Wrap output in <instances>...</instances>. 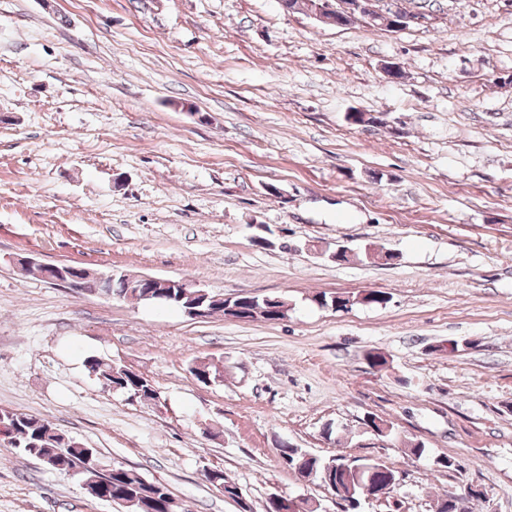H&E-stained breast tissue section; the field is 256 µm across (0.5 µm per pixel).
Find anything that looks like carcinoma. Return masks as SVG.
<instances>
[{
  "label": "carcinoma",
  "instance_id": "carcinoma-1",
  "mask_svg": "<svg viewBox=\"0 0 512 512\" xmlns=\"http://www.w3.org/2000/svg\"><path fill=\"white\" fill-rule=\"evenodd\" d=\"M111 292L123 299L138 300L143 289L134 282H127L122 277L112 281ZM154 293L161 296V302L170 304L182 312L192 308L205 309L208 315L220 313L243 321L255 319L276 320L281 317L282 308L287 301L279 296H269L267 300L257 298V303H250L251 296L238 295L231 300L218 297L213 292L195 296L187 288H156ZM89 372L105 388H120L129 394L138 395V401L149 402L158 398L154 386L144 376L127 370L119 364H112L98 359L87 361ZM1 423L9 426L13 432L11 445L21 453L31 457H41L48 468L60 473L76 471L82 478L84 489L96 498L107 496L114 503H126L127 512H184L182 504L172 498L169 489L154 484L155 490L146 486V478L137 470L123 466L115 467L109 479H104L89 455L95 449L83 443L66 438L60 430H53L44 419L26 413H17L7 409ZM282 463L296 470L303 477L315 480L335 490L339 499L360 501L368 487H375L382 492L392 487L395 471L383 462L371 458L358 459L348 464L341 457L328 459L309 456L302 449L283 444L279 448ZM207 482L232 499L240 498L238 487L227 480L224 470L211 469L205 473ZM485 498V492L471 487L457 496L442 499L437 504V512H473L472 501Z\"/></svg>",
  "mask_w": 512,
  "mask_h": 512
}]
</instances>
